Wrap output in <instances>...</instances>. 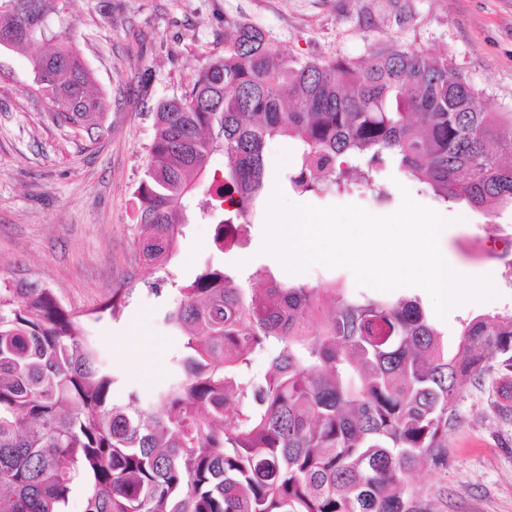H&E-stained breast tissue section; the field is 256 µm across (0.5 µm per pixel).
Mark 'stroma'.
<instances>
[{"label": "stroma", "mask_w": 512, "mask_h": 512, "mask_svg": "<svg viewBox=\"0 0 512 512\" xmlns=\"http://www.w3.org/2000/svg\"><path fill=\"white\" fill-rule=\"evenodd\" d=\"M49 13L51 30L72 38L105 100L100 132L88 136L58 126L44 98L33 96L27 51H0V281L28 280L53 289L80 314L90 348L107 353L115 371L144 388L167 382L182 340L161 323L165 299L146 282L170 274L187 282L214 253V219L196 191L192 219L166 270L145 265L131 199L150 158L159 101L188 91L208 56L224 51L228 21L261 28L285 53L307 59H359L385 46L424 47L447 56L495 109L512 113V0H66ZM266 191L296 205L354 204L376 215L401 204V175L381 174L391 197L374 202L360 191L295 194L281 180L296 162L294 144L269 141ZM412 198L448 219L442 242L459 275L490 277L493 298L453 307L434 324L455 339L476 316L512 310V277L505 263L512 211L496 230L467 201H442L416 183ZM267 206L251 219L242 247L224 262L248 277L268 268L276 278L308 285L343 277L346 268L321 265L292 273L264 253ZM131 288L119 317L101 312L114 288ZM495 385L465 381L457 420L448 429L447 462L413 473L418 512H512V412L495 409Z\"/></svg>", "instance_id": "1"}]
</instances>
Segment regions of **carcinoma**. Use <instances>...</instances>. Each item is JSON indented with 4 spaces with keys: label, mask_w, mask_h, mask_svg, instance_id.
I'll use <instances>...</instances> for the list:
<instances>
[{
    "label": "carcinoma",
    "mask_w": 512,
    "mask_h": 512,
    "mask_svg": "<svg viewBox=\"0 0 512 512\" xmlns=\"http://www.w3.org/2000/svg\"><path fill=\"white\" fill-rule=\"evenodd\" d=\"M48 0H0V48L48 32ZM233 28L192 87L161 103L136 190L135 251L162 267L187 204L212 177L227 215L214 245L247 234L265 188L268 141L293 139L299 193L388 198L372 172L489 215L512 206V120L448 57L379 49L359 61L284 53L259 27ZM34 94L58 126L102 128L104 98L69 42L30 58ZM224 170L209 173L213 155ZM164 323L183 338L169 380L145 391L88 347L52 289L0 282V512H417L408 478L443 464L459 386L500 375L512 410V312L468 322L453 350L416 298H373L337 279L309 287L260 268L241 281L207 260L177 288ZM270 355L265 376L252 356Z\"/></svg>",
    "instance_id": "1"
}]
</instances>
